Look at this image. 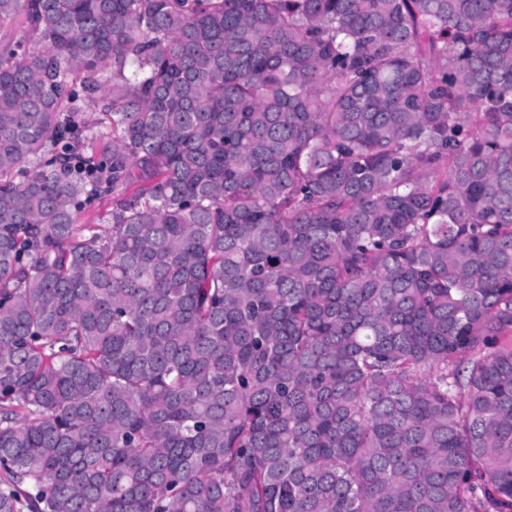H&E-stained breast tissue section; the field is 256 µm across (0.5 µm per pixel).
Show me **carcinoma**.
Segmentation results:
<instances>
[{
	"label": "carcinoma",
	"mask_w": 512,
	"mask_h": 512,
	"mask_svg": "<svg viewBox=\"0 0 512 512\" xmlns=\"http://www.w3.org/2000/svg\"><path fill=\"white\" fill-rule=\"evenodd\" d=\"M20 16L0 512H512V0Z\"/></svg>",
	"instance_id": "1"
}]
</instances>
